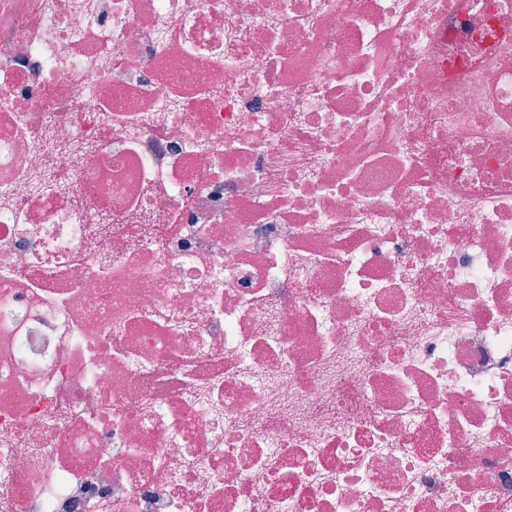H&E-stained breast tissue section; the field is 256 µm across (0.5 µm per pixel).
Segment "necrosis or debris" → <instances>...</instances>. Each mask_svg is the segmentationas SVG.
<instances>
[{
	"label": "necrosis or debris",
	"instance_id": "obj_1",
	"mask_svg": "<svg viewBox=\"0 0 512 512\" xmlns=\"http://www.w3.org/2000/svg\"><path fill=\"white\" fill-rule=\"evenodd\" d=\"M0 512H512V0H0Z\"/></svg>",
	"mask_w": 512,
	"mask_h": 512
}]
</instances>
